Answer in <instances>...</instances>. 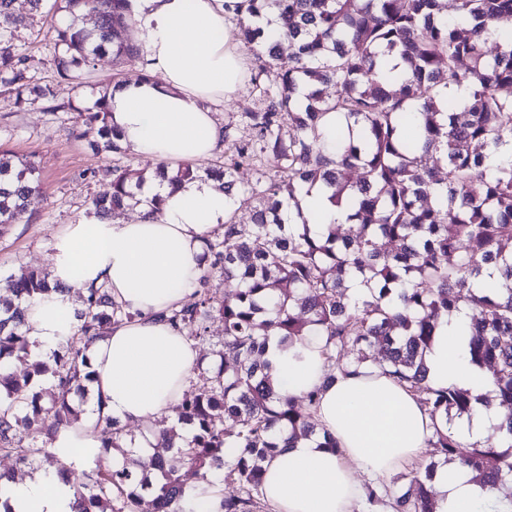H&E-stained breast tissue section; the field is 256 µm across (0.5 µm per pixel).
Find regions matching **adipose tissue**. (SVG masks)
Masks as SVG:
<instances>
[{
	"label": "adipose tissue",
	"instance_id": "ef3b65f1",
	"mask_svg": "<svg viewBox=\"0 0 512 512\" xmlns=\"http://www.w3.org/2000/svg\"><path fill=\"white\" fill-rule=\"evenodd\" d=\"M134 37L147 78L108 89L109 121L121 142L164 163H196L211 157L224 139L213 104L244 87L249 57L224 0H133ZM135 220L91 213L57 234L49 259L51 292L31 303L24 327L31 356L46 359L77 324V292L105 287L135 318L112 326L90 348L95 414L80 416L52 442L59 459L78 462L101 442L98 420L138 424L165 417L193 376L199 352L184 331L161 314L186 301L202 270L204 241L233 209L234 199L213 179L181 186H145ZM161 195L160 211L150 196ZM312 231L345 223L346 212L312 189L301 200ZM469 310L441 325L425 352L434 387L473 394L491 388L490 375L467 356ZM324 339L307 336L281 346L271 338L264 358L273 383L299 398L320 392L315 418L336 449L310 440L279 452L266 465L263 499L270 512H392L369 507L367 483L421 460L434 428L419 400L380 369L367 366L330 375ZM435 512H488L495 490L472 482L457 465L437 467L432 481ZM74 489L51 469L0 482V512H72Z\"/></svg>",
	"mask_w": 512,
	"mask_h": 512
}]
</instances>
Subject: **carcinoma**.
I'll return each mask as SVG.
<instances>
[{
	"instance_id": "obj_1",
	"label": "carcinoma",
	"mask_w": 512,
	"mask_h": 512,
	"mask_svg": "<svg viewBox=\"0 0 512 512\" xmlns=\"http://www.w3.org/2000/svg\"><path fill=\"white\" fill-rule=\"evenodd\" d=\"M15 3L0 0V86L20 107L42 101L50 111L78 112L82 135L121 150L106 97L84 111L31 85L27 56L9 44ZM54 6L66 17L56 27L60 79L80 78L109 53L141 59L124 34L133 20L131 0H54ZM83 7L96 16L92 30L78 24ZM224 9L253 53L251 81L258 86L275 69L278 82L261 89L260 109L242 115L247 134L232 139L224 130L231 140L224 168L206 170L224 191H240L250 223H240L235 210L228 215L223 235L205 244L207 266L195 291L163 313L198 343L210 340L212 319L223 322V340L213 351L219 364L198 363L205 381L190 380L179 404L192 436L176 447L174 428L161 425L153 432L155 451L146 454L121 446L122 429L115 427L78 481L48 447L56 431L78 419L71 401L90 380L89 348L107 328L132 318L99 287L88 290L80 324L53 362L32 365L22 383L0 380L6 407L0 454L20 464L35 454L49 460L75 489L74 512H138L144 491L154 512H186L191 500L204 509L202 496L218 471L234 491L215 512H261L265 463L318 434L312 422L318 392L299 400L282 394L262 356L273 336L286 344L314 331L325 339L326 362L338 371L366 363V350L379 343L381 357L373 364L424 395L422 405L437 421L428 446L473 481L502 489L512 483V440L460 451L448 420L471 415L473 397L430 386L423 354L441 319L467 303L471 361L491 373L494 399L505 411L497 430L512 436V252L505 251L512 242V163L495 173L485 165L490 151L512 142V36L491 39L497 22L512 18V0H454L453 23L441 0H228ZM272 10L277 27L265 31L259 22ZM283 41L292 49L286 62ZM393 60L405 78L385 85L380 72ZM454 85L471 90L462 108L448 97ZM327 86L333 95H325ZM243 168L254 170L255 180L239 181ZM142 183L115 170L93 206L113 217L136 200ZM316 183L349 211L348 231L329 224L315 233L306 223L297 230L284 223L285 211L299 208L306 187ZM38 194L35 161L0 143V231ZM491 267L501 283L486 292L478 283ZM217 276L234 289L208 287ZM353 281L365 292H351ZM6 290L15 302L0 308V362L28 355L23 304L54 287L48 275L31 273L6 281ZM44 374L55 383L48 402L28 395L30 382ZM217 412L227 425L215 423ZM25 437L41 446H24ZM161 448L175 450V457ZM435 467L431 461L424 472L410 473L407 486L390 495L396 512H434ZM186 468L198 479L190 496Z\"/></svg>"
}]
</instances>
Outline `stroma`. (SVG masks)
Instances as JSON below:
<instances>
[{"label":"stroma","mask_w":512,"mask_h":512,"mask_svg":"<svg viewBox=\"0 0 512 512\" xmlns=\"http://www.w3.org/2000/svg\"><path fill=\"white\" fill-rule=\"evenodd\" d=\"M57 21L52 13L31 18L24 0L16 4L12 48L30 56L35 81L50 86L56 102L70 101L75 108L48 112L37 105L22 110L14 96L0 87V142L17 155L34 156L40 180L34 206L0 233V282L34 269H48L55 235L89 212L93 198L104 187L107 171L127 168L148 177L157 167L154 160L130 150H93L80 137L77 107L99 98L112 81L139 75L140 66L105 56L96 60L81 82L61 80L54 65Z\"/></svg>","instance_id":"stroma-1"}]
</instances>
